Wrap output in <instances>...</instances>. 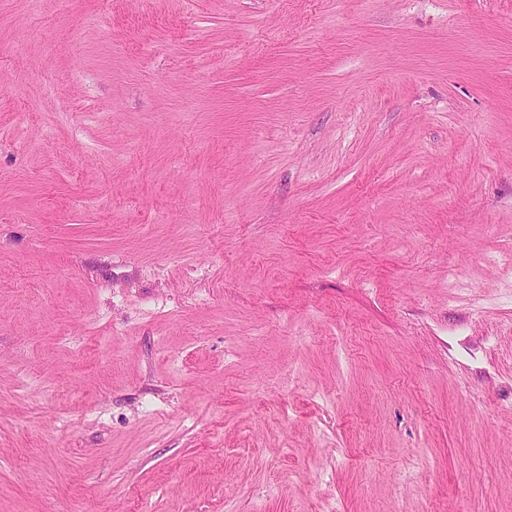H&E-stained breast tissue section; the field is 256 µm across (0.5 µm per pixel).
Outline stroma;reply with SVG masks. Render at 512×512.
<instances>
[{"label": "stroma", "mask_w": 512, "mask_h": 512, "mask_svg": "<svg viewBox=\"0 0 512 512\" xmlns=\"http://www.w3.org/2000/svg\"><path fill=\"white\" fill-rule=\"evenodd\" d=\"M0 512H512V0H0Z\"/></svg>", "instance_id": "1"}]
</instances>
